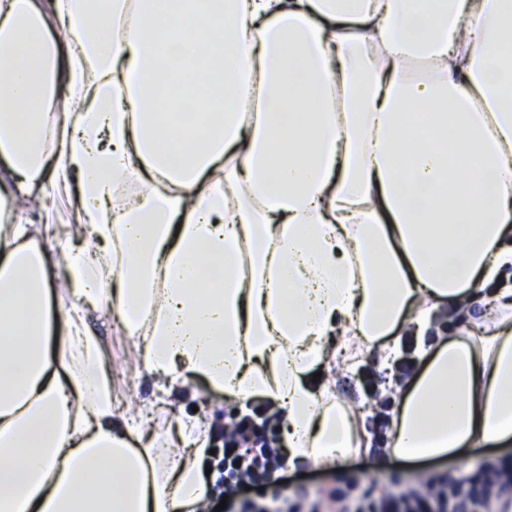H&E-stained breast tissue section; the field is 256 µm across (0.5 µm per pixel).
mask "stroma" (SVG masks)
<instances>
[{
  "instance_id": "1",
  "label": "stroma",
  "mask_w": 512,
  "mask_h": 512,
  "mask_svg": "<svg viewBox=\"0 0 512 512\" xmlns=\"http://www.w3.org/2000/svg\"><path fill=\"white\" fill-rule=\"evenodd\" d=\"M89 324L105 348L112 377V399L119 417L141 424L145 436L156 438L159 447L174 454L182 446L178 434L180 419L192 416L194 410L198 409L209 413L217 424L209 437L211 447H223L222 423L229 412L223 394H203L198 382L188 380L180 384L174 399H167L155 376L136 365L134 338L117 329L106 317H91ZM410 375L407 369L387 368L374 353L341 365L336 373L338 390L349 394L372 413L367 420L369 448L341 470L306 463L287 467L278 491L290 500L299 502L301 512H331V493L346 488L351 482L378 495L386 491H404L429 479L448 480L479 473L481 466L487 462V453L482 449L475 450L472 456L462 461H432L417 472L398 461L390 462L388 467L382 469L376 468L375 461L385 446L379 420L392 414L396 407V389ZM367 379L372 382L368 388L363 385Z\"/></svg>"
}]
</instances>
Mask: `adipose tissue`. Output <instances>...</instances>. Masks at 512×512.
<instances>
[{"instance_id": "adipose-tissue-1", "label": "adipose tissue", "mask_w": 512, "mask_h": 512, "mask_svg": "<svg viewBox=\"0 0 512 512\" xmlns=\"http://www.w3.org/2000/svg\"><path fill=\"white\" fill-rule=\"evenodd\" d=\"M508 32L512 0H0V512L207 510L211 423L171 460L116 422L96 312L162 386L270 401L289 461L340 469V362L416 337L388 458L511 453ZM55 195L45 248L21 214ZM69 218L70 204L65 197L49 198L45 210H36L27 216L33 224H67Z\"/></svg>"}]
</instances>
